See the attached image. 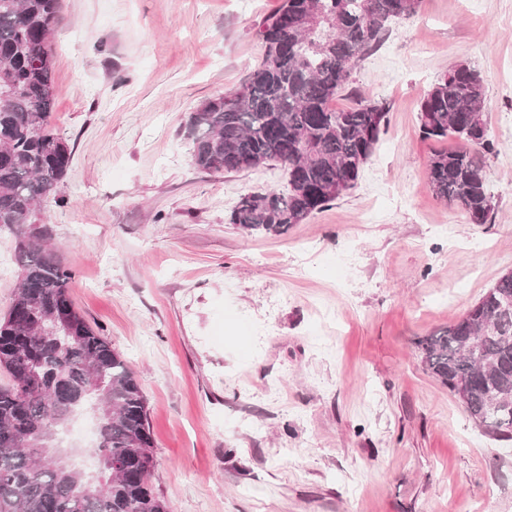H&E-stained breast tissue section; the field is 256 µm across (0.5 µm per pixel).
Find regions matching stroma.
Here are the masks:
<instances>
[{
    "instance_id": "stroma-1",
    "label": "stroma",
    "mask_w": 512,
    "mask_h": 512,
    "mask_svg": "<svg viewBox=\"0 0 512 512\" xmlns=\"http://www.w3.org/2000/svg\"><path fill=\"white\" fill-rule=\"evenodd\" d=\"M281 0H60L51 127L73 150L43 230L76 308L147 398L169 512H512V441L479 428L416 343L512 270V0H421L334 108L387 101L355 188L285 233L243 235L240 197L281 167L208 173L190 112L240 88ZM467 62L485 85L493 209L437 199L419 106ZM0 230V317L19 282Z\"/></svg>"
}]
</instances>
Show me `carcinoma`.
I'll return each mask as SVG.
<instances>
[{
	"mask_svg": "<svg viewBox=\"0 0 512 512\" xmlns=\"http://www.w3.org/2000/svg\"><path fill=\"white\" fill-rule=\"evenodd\" d=\"M60 0H0V229L17 237L20 284L0 319V512H169L155 493L147 399L121 353L75 308L73 276L43 231L40 200L58 191L72 161L49 124L57 88L50 36ZM420 0H283L259 26L262 55L242 87L209 99L187 124L195 166L207 172L279 165L285 192L243 196L229 212L241 233L281 234L354 188L388 124L390 106L331 102L351 71L382 44L390 23ZM485 89L474 66L438 78L418 115L422 137L453 136L433 153L432 193L475 224L493 209L484 155L492 151ZM429 372L474 423L512 440V271L459 320L417 342ZM95 414L96 469L62 457L58 434L81 409Z\"/></svg>",
	"mask_w": 512,
	"mask_h": 512,
	"instance_id": "carcinoma-1",
	"label": "carcinoma"
}]
</instances>
